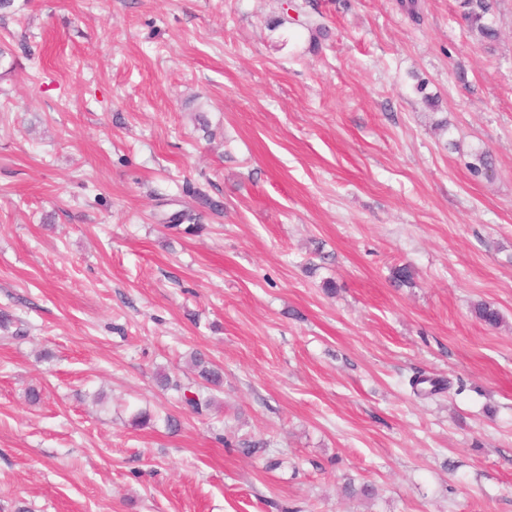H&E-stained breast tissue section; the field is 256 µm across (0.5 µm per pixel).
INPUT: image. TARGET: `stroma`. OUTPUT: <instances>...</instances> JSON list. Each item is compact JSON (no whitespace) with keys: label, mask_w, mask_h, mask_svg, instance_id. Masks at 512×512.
<instances>
[{"label":"stroma","mask_w":512,"mask_h":512,"mask_svg":"<svg viewBox=\"0 0 512 512\" xmlns=\"http://www.w3.org/2000/svg\"><path fill=\"white\" fill-rule=\"evenodd\" d=\"M461 3L0 13V512H512V0ZM462 18L469 31L483 41L494 42L499 37L491 20L493 4L490 0H464ZM157 380L161 386L179 392L181 402L193 414L204 415L213 406L214 402L210 395L193 386L182 384L179 378H172L167 373H159Z\"/></svg>","instance_id":"obj_1"}]
</instances>
